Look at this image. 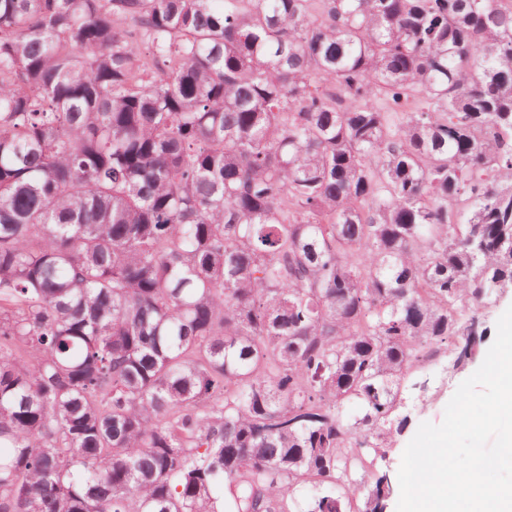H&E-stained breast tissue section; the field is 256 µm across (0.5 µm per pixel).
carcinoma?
<instances>
[{"instance_id": "cac0c4a2", "label": "carcinoma", "mask_w": 512, "mask_h": 512, "mask_svg": "<svg viewBox=\"0 0 512 512\" xmlns=\"http://www.w3.org/2000/svg\"><path fill=\"white\" fill-rule=\"evenodd\" d=\"M507 288L512 0H0V512H386ZM512 305V291L504 294L496 305L482 310L480 320L489 328L483 356L473 364L461 369L453 367V363L447 359L433 361L424 369L422 380L425 381L424 390H416L407 398V405L411 415V423L408 428L397 438L392 448H387L385 458H377L374 466L359 475L363 482L373 480V477L384 471L389 473L394 484V492L390 498L386 512H396L400 488L398 482V469L402 454L415 435L422 422L439 424L444 417V410L456 391L458 385L471 376L483 363L486 354L496 336V323L504 311Z\"/></svg>"}]
</instances>
